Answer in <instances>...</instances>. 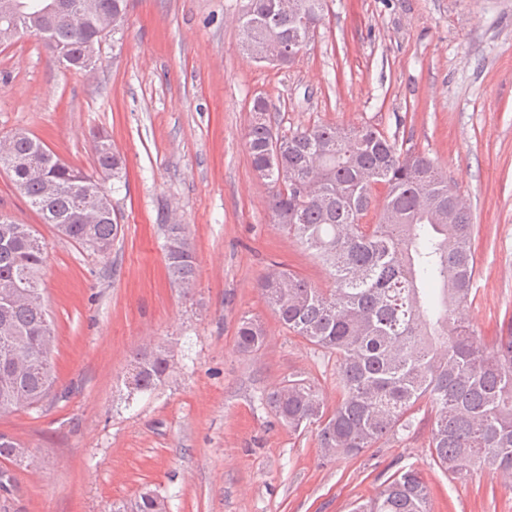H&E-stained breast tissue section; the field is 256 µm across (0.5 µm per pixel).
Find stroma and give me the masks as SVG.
<instances>
[{
    "label": "stroma",
    "mask_w": 512,
    "mask_h": 512,
    "mask_svg": "<svg viewBox=\"0 0 512 512\" xmlns=\"http://www.w3.org/2000/svg\"><path fill=\"white\" fill-rule=\"evenodd\" d=\"M240 0H129L92 71L59 63L42 40L0 46V138L39 137L98 174L92 136L125 159L112 205L121 230L101 256L41 223L0 169V214L35 225L40 284L56 336V393L0 415V433L38 459L15 470L0 512H108L143 488L167 512H350L415 467L431 512H512V483L479 468L448 477L428 448L431 414L354 457L324 460L316 426L280 423L263 402L298 377L341 400L335 354L291 333L258 280L277 266L329 288V272L272 222L269 188L245 144L263 96L281 129L372 124L412 139L471 202L478 274L465 314L479 336L512 316V0H328L297 62L240 54ZM104 187L110 176L98 174ZM181 219L196 261L191 290L171 283L162 225ZM265 344L236 348L241 315ZM170 348L156 389L124 385L132 350Z\"/></svg>",
    "instance_id": "stroma-1"
}]
</instances>
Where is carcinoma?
<instances>
[{
	"label": "carcinoma",
	"instance_id": "1",
	"mask_svg": "<svg viewBox=\"0 0 512 512\" xmlns=\"http://www.w3.org/2000/svg\"><path fill=\"white\" fill-rule=\"evenodd\" d=\"M50 0H16L0 17V45L39 37L68 67L85 70L103 42L97 32L128 0H69L73 17L51 18ZM246 0L237 22L241 53L307 45L324 18L327 0ZM246 134L252 168L271 188L274 224L333 275L318 288L287 269L266 273L261 295L288 330L336 352L341 401L328 411L319 388L291 379L265 398L279 422L298 431L318 427L323 457H353L392 432L411 433L421 406L432 414L429 448L446 473L464 479L476 466L494 476L512 472V318L487 341L457 315L473 302L477 275L471 210L458 205L448 177L433 160L368 124L318 122L280 132L267 100L257 97ZM4 141L11 156L0 167L43 223L107 256L119 233L109 193L93 176L68 165L35 136L16 132ZM95 164L121 180L122 159L108 137L92 139ZM384 188L376 201L373 188ZM375 222L363 223L370 210ZM169 278L190 290L195 262L184 224L164 225ZM45 244L28 224L0 220V414L33 409L55 378V335L47 318L39 272ZM266 340L261 322L243 316L239 351ZM171 367L161 346L141 347L129 362L127 385L150 391ZM21 444L0 433V459L14 462ZM430 488L407 468L392 474L375 496L351 512H430ZM109 512H166L163 497L146 490L114 501Z\"/></svg>",
	"mask_w": 512,
	"mask_h": 512
}]
</instances>
